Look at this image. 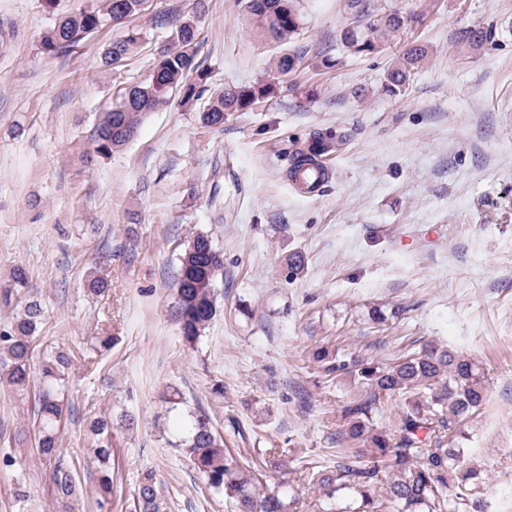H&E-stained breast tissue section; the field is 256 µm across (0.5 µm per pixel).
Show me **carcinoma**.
<instances>
[{
	"label": "carcinoma",
	"mask_w": 512,
	"mask_h": 512,
	"mask_svg": "<svg viewBox=\"0 0 512 512\" xmlns=\"http://www.w3.org/2000/svg\"><path fill=\"white\" fill-rule=\"evenodd\" d=\"M146 0H85L79 8L61 16L44 36L42 51L67 52L95 29L110 21L115 25L143 14ZM249 16L258 37L287 44L300 34L301 15L296 0H237ZM351 22L340 38L352 55L380 51L389 36L418 25L424 12L404 13L388 8L382 0H346ZM207 11L206 0H196L195 11L175 18L174 38L160 47L153 70L145 80L123 92L102 118L86 153L89 163L112 154L129 142L149 113L167 106L172 97L180 104L200 107V120L208 127L224 124V117L245 112L280 92L295 68L296 57L284 53L274 59L271 74L249 85H207L208 74L197 59L198 24ZM141 33L129 29L123 40L108 47L102 57L107 66H118L137 46ZM426 52L411 46L386 72L384 89L391 95L405 90L411 74ZM337 149L331 137L318 135L294 152L292 178L314 193L323 182L299 177L315 164L316 157ZM223 267L221 251L209 235L200 234L180 257L175 288L183 338L194 347L205 337L217 314V290L213 288ZM12 288L0 291V301L15 304L9 324L0 327V379L17 392L37 391V452L53 493V512H75L79 485L74 458L60 448L65 420V385L72 356L68 350L50 347L34 367L32 358L41 339L45 310L42 299L30 288L29 272L17 265L11 272ZM327 374H347L357 391L342 406L345 429L336 441L350 440L359 448L339 454L333 462L309 461L290 469L279 460L280 449L265 448V462L279 472L271 487L261 483L260 469L224 448L209 416H189L185 435L175 444L192 468L215 492L235 506V512H288L298 500L302 485L317 495L308 512H481L476 489L480 471L465 462L461 427L484 403L485 372L473 358L427 342L417 350L383 361L359 355L329 357L315 352ZM396 401L398 417L391 429H379L376 417L384 401ZM94 436L90 448L98 465L101 512L112 509V414L90 416ZM161 477L147 471L139 479L134 512H169L162 494Z\"/></svg>",
	"instance_id": "carcinoma-1"
}]
</instances>
